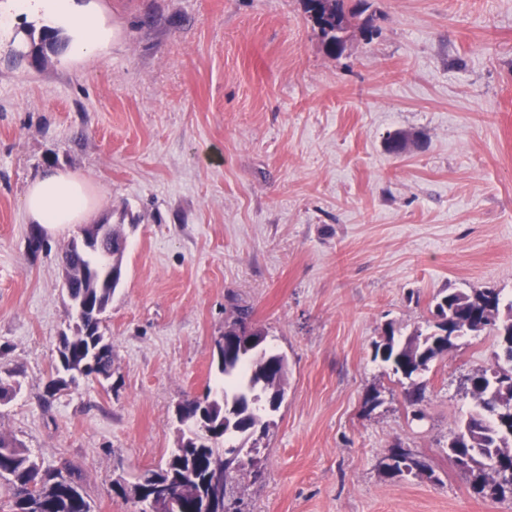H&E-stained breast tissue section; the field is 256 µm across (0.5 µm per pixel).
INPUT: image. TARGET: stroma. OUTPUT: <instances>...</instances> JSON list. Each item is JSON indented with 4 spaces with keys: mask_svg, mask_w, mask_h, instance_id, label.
Masks as SVG:
<instances>
[{
    "mask_svg": "<svg viewBox=\"0 0 512 512\" xmlns=\"http://www.w3.org/2000/svg\"><path fill=\"white\" fill-rule=\"evenodd\" d=\"M112 34L97 57L49 49L48 25L0 0V433L42 469L79 468L92 512L177 445L175 410L219 377L236 316L288 361L232 512H512L446 455L474 410L468 377L502 351L461 337L410 382L375 358L427 332L433 299L512 298V0H364L341 55L303 0H85ZM417 134L407 153L387 148ZM53 166L126 225L106 314L112 377L47 396L75 318L68 235L26 223ZM426 472L394 475L395 449Z\"/></svg>",
    "mask_w": 512,
    "mask_h": 512,
    "instance_id": "stroma-1",
    "label": "stroma"
}]
</instances>
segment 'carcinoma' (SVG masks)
I'll return each mask as SVG.
<instances>
[{
  "label": "carcinoma",
  "instance_id": "cac0c4a2",
  "mask_svg": "<svg viewBox=\"0 0 512 512\" xmlns=\"http://www.w3.org/2000/svg\"><path fill=\"white\" fill-rule=\"evenodd\" d=\"M126 240L122 225L112 229V247L98 253H83L65 247L63 259L71 267L66 288L72 305L83 306L82 321L75 324V335L60 337L56 347L53 375L46 384V394L55 395L58 382L79 372L87 378L107 381L112 377L111 346L101 345L105 336L104 314L112 303L117 286L95 288L86 278L85 270L104 263L113 255L124 262ZM490 309L489 314L479 316L469 326H460V335L470 332L489 331L498 339L503 363L492 371L474 374L482 386V392L474 395L475 410L469 414L463 428L469 431L467 442L458 436L448 442V458L469 457L466 471L475 493L503 498L512 494V474L503 475L499 481L486 478L488 462L496 456L512 455V300L503 303L500 292L493 289L452 292L436 297L435 315L439 322L432 331L420 338L409 339L404 345L394 342V331H389L388 342L381 348L382 361L392 371L410 379L429 369L430 364L448 352L442 343L441 332L448 320L468 317L473 312ZM246 392L215 396L211 410L203 418L213 424L216 441L202 448L186 447L182 453H173L158 467L159 476L168 480L173 489L183 485L201 487L205 484L213 462L221 457L219 439L235 434L237 430L253 424L252 413L241 402ZM396 465H385L394 473L424 472L428 467L412 458L410 453L399 449L391 455ZM5 480L11 494V512H91L88 495L71 468L66 472L45 471L33 458L29 449L16 439L0 434V480Z\"/></svg>",
  "mask_w": 512,
  "mask_h": 512
}]
</instances>
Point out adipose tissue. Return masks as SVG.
Returning <instances> with one entry per match:
<instances>
[{
	"instance_id": "1",
	"label": "adipose tissue",
	"mask_w": 512,
	"mask_h": 512,
	"mask_svg": "<svg viewBox=\"0 0 512 512\" xmlns=\"http://www.w3.org/2000/svg\"><path fill=\"white\" fill-rule=\"evenodd\" d=\"M22 12L41 13L72 31V49L81 55L98 51L104 32L98 18L84 12L75 0H19ZM94 206L86 181L62 169L46 168L26 188L23 209L29 223L39 224L50 234L59 235L71 225L83 223Z\"/></svg>"
}]
</instances>
